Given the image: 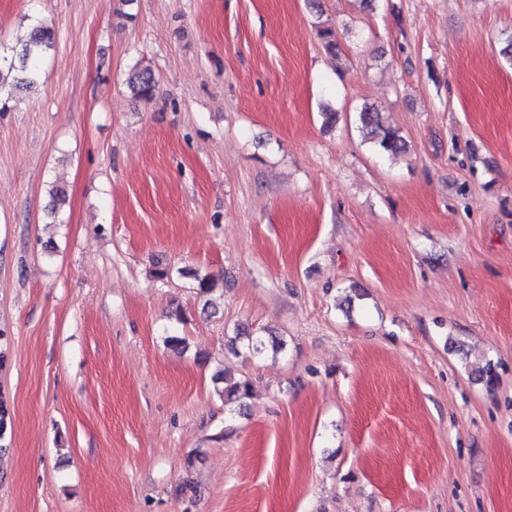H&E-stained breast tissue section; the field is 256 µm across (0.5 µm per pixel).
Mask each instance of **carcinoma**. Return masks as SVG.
Wrapping results in <instances>:
<instances>
[{
	"instance_id": "carcinoma-1",
	"label": "carcinoma",
	"mask_w": 512,
	"mask_h": 512,
	"mask_svg": "<svg viewBox=\"0 0 512 512\" xmlns=\"http://www.w3.org/2000/svg\"><path fill=\"white\" fill-rule=\"evenodd\" d=\"M318 35L326 53L338 57L340 45L336 28L320 26ZM54 44V30L40 23L31 27L25 38L16 41L11 55H0V112L10 108L13 91L27 89L35 83L41 61ZM127 84L134 96L151 99L155 95L157 81L149 69L135 67L129 73ZM358 120L363 136L373 142L379 151L395 154L405 148L406 142L400 130L384 125L380 113L375 109L368 106L362 108L358 112ZM48 194L51 198L49 214L56 218L67 204V193L63 188L53 186ZM221 396L226 401L241 403L252 396V385L247 379H239L225 387Z\"/></svg>"
}]
</instances>
